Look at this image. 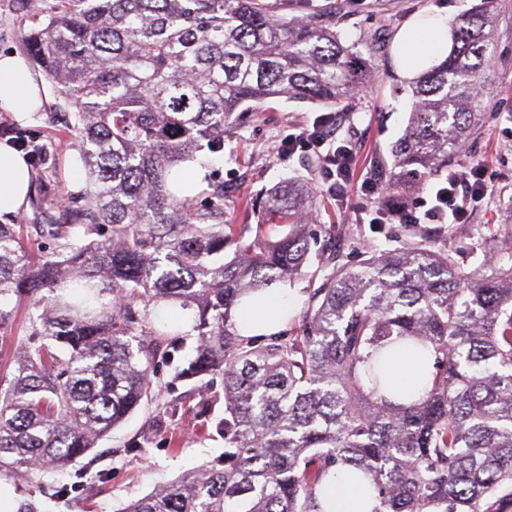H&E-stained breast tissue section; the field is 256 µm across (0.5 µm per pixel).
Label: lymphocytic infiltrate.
I'll return each mask as SVG.
<instances>
[{"label": "lymphocytic infiltrate", "mask_w": 512, "mask_h": 512, "mask_svg": "<svg viewBox=\"0 0 512 512\" xmlns=\"http://www.w3.org/2000/svg\"><path fill=\"white\" fill-rule=\"evenodd\" d=\"M348 119L344 112H323L313 120L298 125L294 133L282 140L274 151L286 158L296 152L317 158L319 176L339 208H346L352 187L371 200L364 214L372 224H467L473 204L490 195L487 168L472 164L449 169L434 183L427 197L416 202L402 198L397 188L376 171L355 174L357 150L339 132Z\"/></svg>", "instance_id": "obj_1"}]
</instances>
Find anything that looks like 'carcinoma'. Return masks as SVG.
<instances>
[{
  "label": "carcinoma",
  "mask_w": 512,
  "mask_h": 512,
  "mask_svg": "<svg viewBox=\"0 0 512 512\" xmlns=\"http://www.w3.org/2000/svg\"><path fill=\"white\" fill-rule=\"evenodd\" d=\"M512 6L484 0L459 17L454 49L412 81L413 109L394 146L411 177L443 169L479 132L494 23ZM34 62L58 92L86 186L45 216L36 260L0 224V329L9 298L29 309L27 346L0 349V470L73 464L137 408L157 400L170 358L163 336L185 321L195 356L177 377L224 392V465L183 474L124 512H322L337 467L370 481L373 512H512V241L472 271L426 244L369 251L357 269L318 258L323 276L300 334L260 345L240 335L243 298L302 272L314 187L267 195L288 227L243 241L224 222V184L207 203L182 196L187 163L224 150L245 102L282 95L334 106L378 66L320 15L288 19L262 0H55L31 31ZM163 328L151 315L159 306ZM411 343L435 357L418 400L391 402L388 364Z\"/></svg>",
  "instance_id": "obj_1"
}]
</instances>
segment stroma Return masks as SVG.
<instances>
[{"label": "stroma", "mask_w": 512, "mask_h": 512, "mask_svg": "<svg viewBox=\"0 0 512 512\" xmlns=\"http://www.w3.org/2000/svg\"><path fill=\"white\" fill-rule=\"evenodd\" d=\"M276 15L305 16L335 12L341 41L355 51L385 50L380 67L363 92L341 104L352 113L344 133L358 150V170L381 168L384 177L398 180L392 146L404 134L412 108L410 80L402 76L395 60L398 33L410 21L428 13L458 15L479 0H378L365 8L352 0H264ZM44 0H0V52L28 57L27 37L42 17ZM497 52L489 71L481 133L470 140L469 151L456 155L453 166L471 162L487 164L492 195L479 204L467 224H436L432 236L437 248L452 253L460 266L470 270L484 260L496 241L512 238V10L496 21ZM45 103L25 132L42 149V173L54 189L46 210L61 198L80 192L84 180L75 179L82 164L76 147L65 146V124L57 90L45 83ZM321 104L285 96L267 100L259 109L246 110L239 124L224 136V151L212 160L207 174L224 184V220L229 224L260 222L254 202L265 191L289 180L314 185L318 205L308 217L312 252L336 253L340 263L362 262L367 247H398L412 239L411 224H391L385 232L376 225L358 224L340 215L321 184L315 158L294 155L278 158L274 147L293 126L311 120ZM437 177L398 180L408 198L427 196ZM169 361L158 367L156 403L143 405L105 437L95 448L66 470L35 476L23 471L0 477V500L13 505L35 501L39 512H122L130 502L153 493L182 474L196 470L224 455V438L215 425L224 416V393L208 388L203 380H179L175 373L193 354L194 338L168 337Z\"/></svg>", "instance_id": "1"}]
</instances>
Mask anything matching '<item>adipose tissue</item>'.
Masks as SVG:
<instances>
[{"instance_id":"obj_1","label":"adipose tissue","mask_w":512,"mask_h":512,"mask_svg":"<svg viewBox=\"0 0 512 512\" xmlns=\"http://www.w3.org/2000/svg\"><path fill=\"white\" fill-rule=\"evenodd\" d=\"M448 47V24L441 15L414 22L397 36L396 55L402 73L417 71ZM42 106L41 88L25 60L15 54L0 53V110L15 113L28 121ZM30 188V168L26 158L8 145H0V216L17 213ZM297 293L278 283L244 299L237 311V326L245 337H266L285 332ZM433 356L421 355L406 347L396 352L389 363L395 391L393 399L407 403L423 396L430 385ZM338 496L325 505L324 512H372L376 501L370 488L346 469L336 477Z\"/></svg>"}]
</instances>
